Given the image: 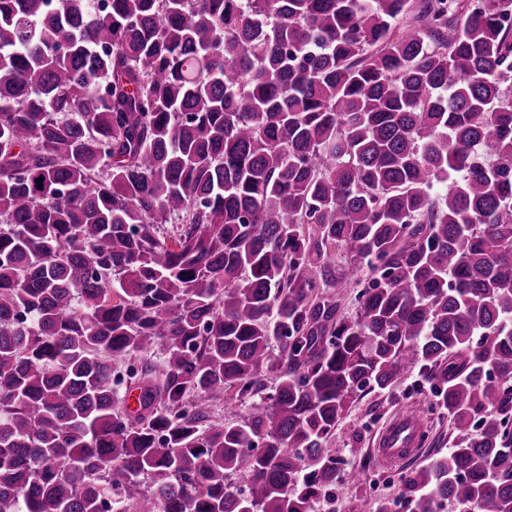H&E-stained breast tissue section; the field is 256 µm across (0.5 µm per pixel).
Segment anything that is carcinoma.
<instances>
[{
	"instance_id": "cac0c4a2",
	"label": "carcinoma",
	"mask_w": 512,
	"mask_h": 512,
	"mask_svg": "<svg viewBox=\"0 0 512 512\" xmlns=\"http://www.w3.org/2000/svg\"><path fill=\"white\" fill-rule=\"evenodd\" d=\"M510 16L0 0V512H315L415 368L464 434L411 512H512Z\"/></svg>"
}]
</instances>
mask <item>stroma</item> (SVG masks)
Masks as SVG:
<instances>
[{
  "mask_svg": "<svg viewBox=\"0 0 512 512\" xmlns=\"http://www.w3.org/2000/svg\"><path fill=\"white\" fill-rule=\"evenodd\" d=\"M428 385L419 374L404 377L394 388L358 396L336 428L342 448L341 467L361 471L359 481L336 486L330 507L320 512H407L402 471L382 466L373 452L376 438L390 419L406 405L427 404Z\"/></svg>",
  "mask_w": 512,
  "mask_h": 512,
  "instance_id": "35a3bbf8",
  "label": "stroma"
}]
</instances>
